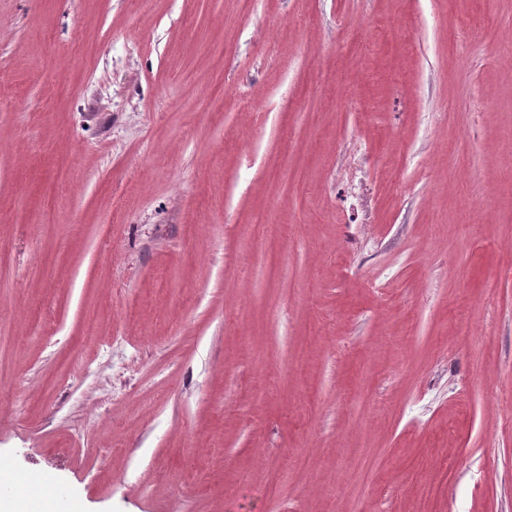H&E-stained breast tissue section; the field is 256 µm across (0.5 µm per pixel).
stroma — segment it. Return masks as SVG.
Here are the masks:
<instances>
[{
  "mask_svg": "<svg viewBox=\"0 0 512 512\" xmlns=\"http://www.w3.org/2000/svg\"><path fill=\"white\" fill-rule=\"evenodd\" d=\"M0 458L60 512H512V0H0Z\"/></svg>",
  "mask_w": 512,
  "mask_h": 512,
  "instance_id": "35a3bbf8",
  "label": "stroma"
}]
</instances>
